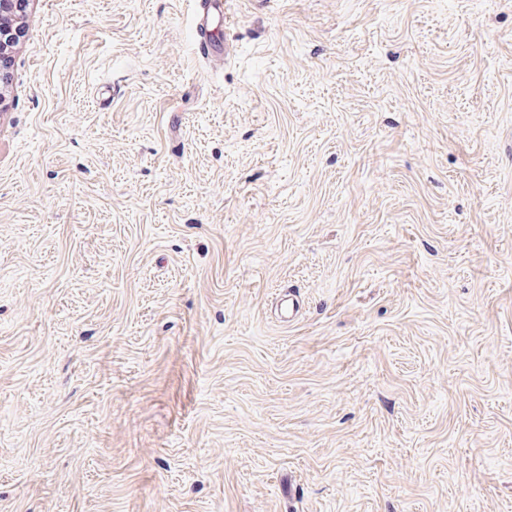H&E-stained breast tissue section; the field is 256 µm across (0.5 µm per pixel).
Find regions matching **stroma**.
<instances>
[{
  "label": "stroma",
  "mask_w": 512,
  "mask_h": 512,
  "mask_svg": "<svg viewBox=\"0 0 512 512\" xmlns=\"http://www.w3.org/2000/svg\"><path fill=\"white\" fill-rule=\"evenodd\" d=\"M31 0L0 113V512H512V0ZM232 0L193 1L196 29L203 33L195 43V49L202 58H209L221 52L227 35L228 5Z\"/></svg>",
  "instance_id": "35a3bbf8"
}]
</instances>
